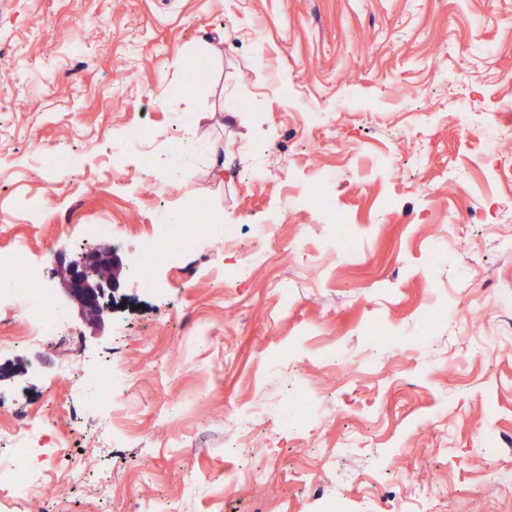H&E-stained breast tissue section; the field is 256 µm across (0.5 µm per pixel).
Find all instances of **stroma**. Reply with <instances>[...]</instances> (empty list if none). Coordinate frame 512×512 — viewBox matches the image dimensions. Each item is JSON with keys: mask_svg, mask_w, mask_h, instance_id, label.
<instances>
[{"mask_svg": "<svg viewBox=\"0 0 512 512\" xmlns=\"http://www.w3.org/2000/svg\"><path fill=\"white\" fill-rule=\"evenodd\" d=\"M492 151L512 157V0H0V248L24 240L70 336L1 353L0 400L61 433L77 401L62 370L135 374L114 392L112 444L86 412L70 453L97 471L60 485L58 512H126L133 496L175 512H512L477 450L512 442V252L497 242L512 172L484 165ZM316 183L330 210L309 209ZM195 198L210 234L146 287L140 237ZM337 210L353 251L334 247ZM93 224L124 261L100 328L55 276L97 246ZM223 230L254 255L230 288ZM460 303L474 326L433 318ZM338 348L357 368L341 388ZM295 396L304 447L271 432ZM258 403L250 431L225 422ZM263 454L267 481L223 493L224 472Z\"/></svg>", "mask_w": 512, "mask_h": 512, "instance_id": "stroma-1", "label": "stroma"}]
</instances>
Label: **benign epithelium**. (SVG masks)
<instances>
[{
  "label": "benign epithelium",
  "instance_id": "1",
  "mask_svg": "<svg viewBox=\"0 0 512 512\" xmlns=\"http://www.w3.org/2000/svg\"><path fill=\"white\" fill-rule=\"evenodd\" d=\"M121 256L109 245H99L91 251L68 260H60L58 276L63 290L80 308L89 322L100 321L104 312L106 291L120 288Z\"/></svg>",
  "mask_w": 512,
  "mask_h": 512
}]
</instances>
